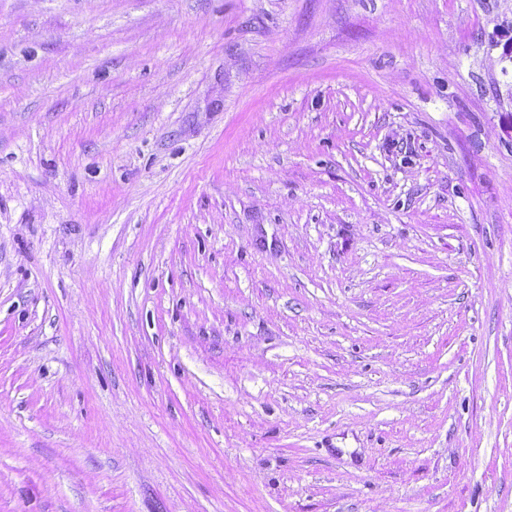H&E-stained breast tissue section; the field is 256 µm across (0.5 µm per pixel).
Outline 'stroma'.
I'll use <instances>...</instances> for the list:
<instances>
[{"mask_svg": "<svg viewBox=\"0 0 512 512\" xmlns=\"http://www.w3.org/2000/svg\"><path fill=\"white\" fill-rule=\"evenodd\" d=\"M0 512H512V0H0Z\"/></svg>", "mask_w": 512, "mask_h": 512, "instance_id": "1", "label": "stroma"}]
</instances>
